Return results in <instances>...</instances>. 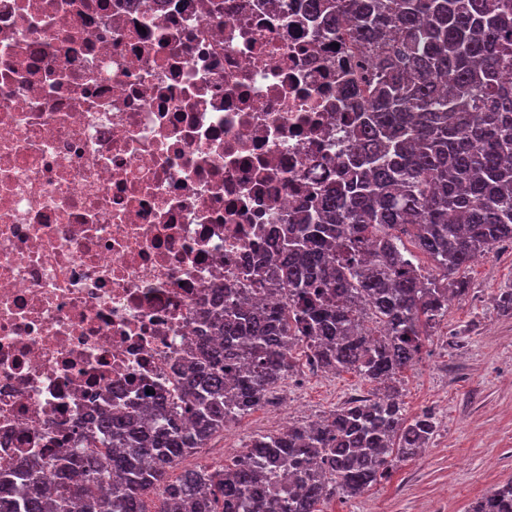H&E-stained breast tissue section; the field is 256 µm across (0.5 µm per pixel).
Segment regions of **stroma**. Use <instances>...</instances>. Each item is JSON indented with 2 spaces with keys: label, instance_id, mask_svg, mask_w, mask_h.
<instances>
[{
  "label": "stroma",
  "instance_id": "35a3bbf8",
  "mask_svg": "<svg viewBox=\"0 0 512 512\" xmlns=\"http://www.w3.org/2000/svg\"><path fill=\"white\" fill-rule=\"evenodd\" d=\"M466 276L467 295L452 303L398 383L407 415L436 418L425 453L398 463L361 496L331 500L325 512H469L512 479V315L498 306L501 290L512 286V243L477 258ZM374 390L353 371L326 380L311 375L290 418L302 423Z\"/></svg>",
  "mask_w": 512,
  "mask_h": 512
}]
</instances>
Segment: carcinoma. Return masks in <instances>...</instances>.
<instances>
[{
    "mask_svg": "<svg viewBox=\"0 0 512 512\" xmlns=\"http://www.w3.org/2000/svg\"><path fill=\"white\" fill-rule=\"evenodd\" d=\"M328 35L350 40L363 75L351 109L353 143L317 213L285 218L272 251L245 269L285 303L212 311L224 344L192 356L177 409L142 394L145 421L105 408L86 450L35 462L0 497V512H323L416 457L436 422L405 413L397 375L468 291L478 255L512 242V0H309ZM430 261L425 269L415 253ZM377 335L368 338L365 319ZM353 370L376 385L328 416L253 436L220 468L170 472L227 423L224 404L249 412L298 362ZM106 483L101 495L94 486ZM471 512H512V480Z\"/></svg>",
    "mask_w": 512,
    "mask_h": 512,
    "instance_id": "obj_1",
    "label": "carcinoma"
}]
</instances>
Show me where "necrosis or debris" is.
<instances>
[{
	"label": "necrosis or debris",
	"instance_id": "necrosis-or-debris-1",
	"mask_svg": "<svg viewBox=\"0 0 512 512\" xmlns=\"http://www.w3.org/2000/svg\"><path fill=\"white\" fill-rule=\"evenodd\" d=\"M307 0H0V470L175 394L202 316L352 140Z\"/></svg>",
	"mask_w": 512,
	"mask_h": 512
}]
</instances>
